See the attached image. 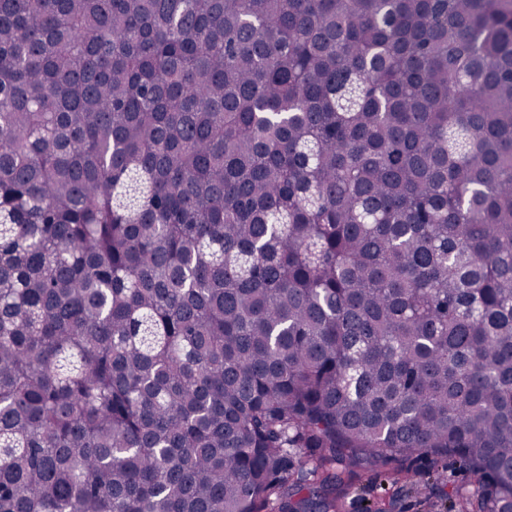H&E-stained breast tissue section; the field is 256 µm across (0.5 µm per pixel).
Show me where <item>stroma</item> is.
<instances>
[{"label":"stroma","mask_w":512,"mask_h":512,"mask_svg":"<svg viewBox=\"0 0 512 512\" xmlns=\"http://www.w3.org/2000/svg\"><path fill=\"white\" fill-rule=\"evenodd\" d=\"M335 512H450L476 492V475L456 459L432 471L421 460L337 467Z\"/></svg>","instance_id":"stroma-1"}]
</instances>
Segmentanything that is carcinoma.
Returning <instances> with one entry per match:
<instances>
[{"mask_svg":"<svg viewBox=\"0 0 512 512\" xmlns=\"http://www.w3.org/2000/svg\"><path fill=\"white\" fill-rule=\"evenodd\" d=\"M450 455L512 512V0H0V512Z\"/></svg>","mask_w":512,"mask_h":512,"instance_id":"cac0c4a2","label":"carcinoma"}]
</instances>
